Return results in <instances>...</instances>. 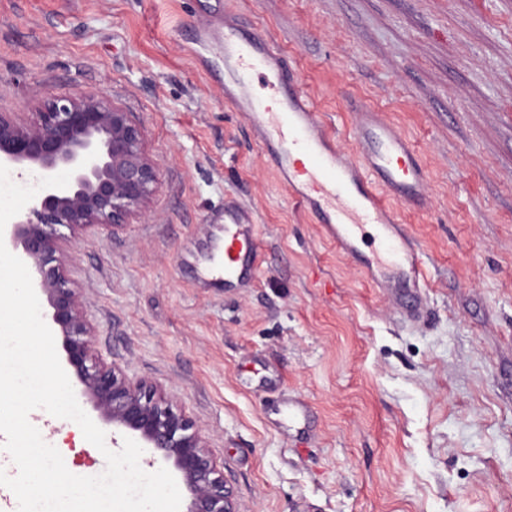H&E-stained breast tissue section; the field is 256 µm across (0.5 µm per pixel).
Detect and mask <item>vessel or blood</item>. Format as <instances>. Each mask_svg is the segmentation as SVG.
Returning a JSON list of instances; mask_svg holds the SVG:
<instances>
[{
	"mask_svg": "<svg viewBox=\"0 0 512 512\" xmlns=\"http://www.w3.org/2000/svg\"><path fill=\"white\" fill-rule=\"evenodd\" d=\"M201 37L222 52L224 97L250 120L253 136L295 203L316 214L329 241L345 254L359 255L367 230H374L383 248L366 259V267L394 287H419V252L389 207L394 200L425 202L424 171L406 137L381 113H363L357 125L363 160L345 162L308 95L292 84V71L278 49L230 16L222 28H204ZM256 73L267 81L266 98L253 92ZM212 219L224 225L218 248L225 283L254 281L260 260L248 212L230 206Z\"/></svg>",
	"mask_w": 512,
	"mask_h": 512,
	"instance_id": "b4317fda",
	"label": "vessel or blood"
}]
</instances>
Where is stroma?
<instances>
[{"mask_svg": "<svg viewBox=\"0 0 512 512\" xmlns=\"http://www.w3.org/2000/svg\"><path fill=\"white\" fill-rule=\"evenodd\" d=\"M239 15L285 56L343 157L376 110L428 203H394L424 260L417 311L369 283L281 184L197 30ZM99 91L154 164L144 216L57 225L95 349L158 386L224 464L238 512H512V0H0V113ZM251 212L257 279L198 288ZM302 400L305 428L266 407ZM43 440L95 476L72 421Z\"/></svg>", "mask_w": 512, "mask_h": 512, "instance_id": "35a3bbf8", "label": "stroma"}]
</instances>
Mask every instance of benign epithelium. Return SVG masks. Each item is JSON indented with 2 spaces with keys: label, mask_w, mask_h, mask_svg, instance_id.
<instances>
[{
  "label": "benign epithelium",
  "mask_w": 512,
  "mask_h": 512,
  "mask_svg": "<svg viewBox=\"0 0 512 512\" xmlns=\"http://www.w3.org/2000/svg\"><path fill=\"white\" fill-rule=\"evenodd\" d=\"M0 164L42 178L71 170L64 189L44 188L4 230L46 297L62 336L66 363L104 424L134 433L144 447L172 464L189 504L186 512H237L232 491L195 421L156 386L128 379L94 349L95 327L56 253L54 225L114 227L143 213L155 191V168L131 113L100 92L57 95L31 125L0 113Z\"/></svg>",
  "instance_id": "1"
}]
</instances>
